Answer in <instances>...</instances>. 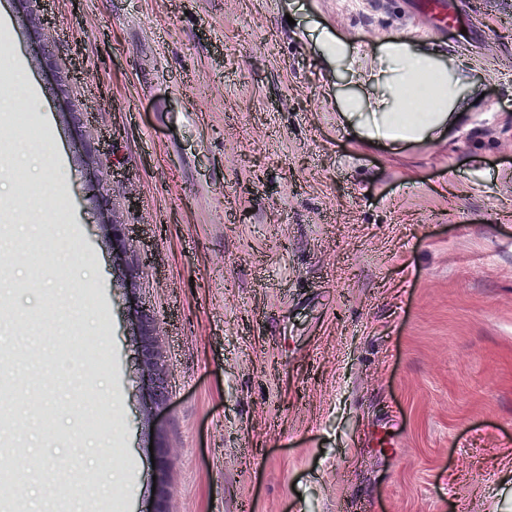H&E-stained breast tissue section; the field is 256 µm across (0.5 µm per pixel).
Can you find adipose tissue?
I'll return each mask as SVG.
<instances>
[{"mask_svg":"<svg viewBox=\"0 0 512 512\" xmlns=\"http://www.w3.org/2000/svg\"><path fill=\"white\" fill-rule=\"evenodd\" d=\"M329 65L347 75L353 93L338 95L342 116L370 145L427 142L451 131L469 77L451 76L429 50L392 40L367 57L324 35Z\"/></svg>","mask_w":512,"mask_h":512,"instance_id":"ef3b65f1","label":"adipose tissue"}]
</instances>
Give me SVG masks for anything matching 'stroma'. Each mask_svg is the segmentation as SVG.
Segmentation results:
<instances>
[{"instance_id": "stroma-1", "label": "stroma", "mask_w": 512, "mask_h": 512, "mask_svg": "<svg viewBox=\"0 0 512 512\" xmlns=\"http://www.w3.org/2000/svg\"><path fill=\"white\" fill-rule=\"evenodd\" d=\"M447 2L461 26L435 37L414 0H0V56L41 92L34 164L61 186L12 196L0 234L15 512H150L158 427L169 512H512V0ZM324 30L467 66L452 135L393 149L343 129ZM68 108L95 114L92 166ZM107 218L133 225L125 254ZM73 294L91 305L70 325ZM141 307L169 383L154 417ZM106 449L130 474L108 499ZM52 452L76 494L47 498Z\"/></svg>"}]
</instances>
